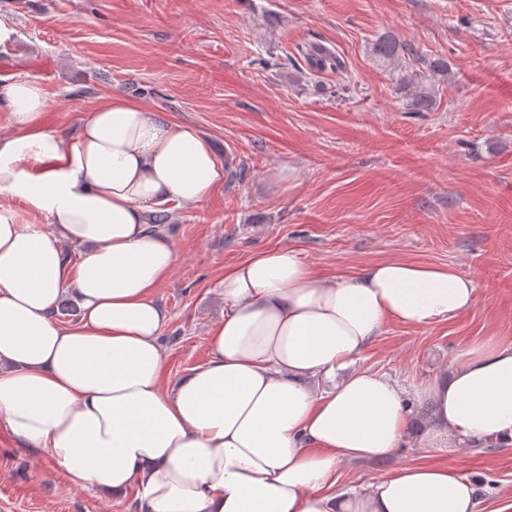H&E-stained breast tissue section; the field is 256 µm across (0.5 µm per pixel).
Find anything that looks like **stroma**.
Wrapping results in <instances>:
<instances>
[{"label":"stroma","instance_id":"obj_1","mask_svg":"<svg viewBox=\"0 0 512 512\" xmlns=\"http://www.w3.org/2000/svg\"><path fill=\"white\" fill-rule=\"evenodd\" d=\"M16 34L0 85L49 92L48 127L72 131L122 94L196 128L224 166L197 205L167 206L177 263L157 291L175 380L209 357L224 318V269L276 246L323 275L383 261L453 266L470 311L429 329L389 324L359 366L415 391L468 345L512 341V0H0ZM420 50L391 65L382 34ZM338 52L343 75L309 76L296 44ZM441 57L448 72L429 71ZM436 105L410 109L404 79ZM424 402L398 454L345 467L347 486L434 461L482 481L477 512H512V446L426 453ZM134 495L71 484L46 454L0 429V512H136Z\"/></svg>","mask_w":512,"mask_h":512}]
</instances>
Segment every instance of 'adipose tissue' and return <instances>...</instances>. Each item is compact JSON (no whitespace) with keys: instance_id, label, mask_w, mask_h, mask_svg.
Here are the masks:
<instances>
[{"instance_id":"obj_1","label":"adipose tissue","mask_w":512,"mask_h":512,"mask_svg":"<svg viewBox=\"0 0 512 512\" xmlns=\"http://www.w3.org/2000/svg\"><path fill=\"white\" fill-rule=\"evenodd\" d=\"M36 80L0 85V427L75 485L134 491L142 512H475L477 486L434 464L337 490L346 464L394 457L405 388L356 361L393 322L469 311L452 266L387 261L323 279L276 247L224 271L209 358L165 379L155 297L177 254L149 214L196 205L224 166L193 127L115 94L70 133ZM79 318L56 316L64 295ZM417 390L425 448L512 446V344L470 345Z\"/></svg>"}]
</instances>
